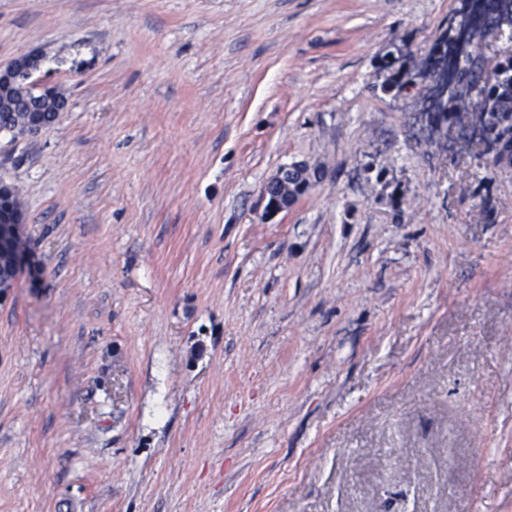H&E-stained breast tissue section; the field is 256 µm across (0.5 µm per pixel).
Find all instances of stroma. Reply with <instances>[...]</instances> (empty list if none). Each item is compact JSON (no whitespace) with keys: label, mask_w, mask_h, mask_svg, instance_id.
<instances>
[{"label":"stroma","mask_w":512,"mask_h":512,"mask_svg":"<svg viewBox=\"0 0 512 512\" xmlns=\"http://www.w3.org/2000/svg\"><path fill=\"white\" fill-rule=\"evenodd\" d=\"M461 7L0 0L68 103L0 133V512H512V171L383 89ZM294 172L305 176L306 183H291L289 177ZM310 186L311 180L307 174L305 164L298 162L282 168L278 175L268 184L266 189L267 214H278L290 208L295 201L309 189ZM23 212V203L15 188L12 187V191H9L3 198L0 197V223H4L0 224V248L4 245L15 248L20 271L22 270L23 259L28 255L24 250L23 227L27 223V219Z\"/></svg>","instance_id":"obj_1"}]
</instances>
